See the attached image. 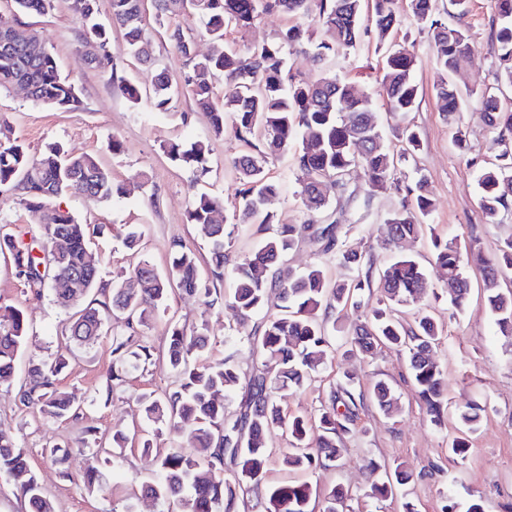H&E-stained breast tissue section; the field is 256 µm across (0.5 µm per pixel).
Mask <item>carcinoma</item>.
<instances>
[{
	"mask_svg": "<svg viewBox=\"0 0 512 512\" xmlns=\"http://www.w3.org/2000/svg\"><path fill=\"white\" fill-rule=\"evenodd\" d=\"M17 11L43 15L53 0H12ZM112 25L122 32V46L112 50L109 29L96 22L98 0H81L75 7L92 38L95 54L90 62L109 73L111 85L129 102L139 103L140 88L117 75L115 53L148 61L151 55L146 38L144 0H109ZM155 21L168 42L192 69L180 83L163 69L156 75L149 97L153 106L168 110L180 94V85L189 87L196 109L207 114L211 132L224 134L231 120L235 136L248 151L233 160L240 188L234 202V217L240 224L256 225V248L234 259L229 245L234 225L224 220V201L207 193L197 195L188 211L200 237L211 244L213 277L221 281L231 268L233 285L226 293L202 279L195 254L181 243L174 244L166 271L160 272L147 259H141L128 272L113 278L111 291L103 299L94 298L78 310L65 327L69 342L90 348L100 339L105 321L114 314L124 324L112 333V356L116 367L109 381L122 380L119 368L130 361L148 363L149 346L135 344L139 330L149 324L176 287L199 294L206 303L229 315L235 323L233 336L261 358L249 377L238 408L228 413L224 398L241 384L233 355L217 364L196 365L194 354L207 342V326L191 330L173 326L168 330L167 363L179 378L178 386L157 396L142 393L137 397L146 421L163 422L185 435L197 448L187 454L176 448H154L146 434L140 438L144 455L155 467V477L142 486L145 494L169 505L177 512H237L240 497L247 491L261 494L263 512H314V490L307 481L266 484L269 451L266 436L273 426H286L290 448L283 462L292 471H309L330 466L341 455L343 438L352 432L359 408L365 400L384 414L399 412L397 399L387 382H376L369 398L355 394V381L348 377L332 392L319 415V432L309 436V423L298 415H281L275 400L279 389H302L323 363L329 340L325 325L336 322L349 301L378 281L382 299L366 314L354 332L359 349L371 354L382 347L408 352L412 380L431 421L441 426L447 419L446 378L436 363L442 327L429 313L413 322H402L395 311L417 301L425 284L418 260L400 255L379 269L370 251L358 252L342 241L345 225L279 224L264 209L266 201L279 192L267 169L278 156L293 152L300 172V195L310 211L323 212L329 205L327 185L344 195L349 191L346 175L360 167L376 193H405L401 206L385 220L387 239L382 248L400 251L410 239L418 237L425 219L434 210L426 179L408 183L395 177V156L382 143V130L374 100L356 82L341 81L330 71L311 81L287 68V52L305 45L311 47L317 65L353 47L364 34H371L380 46L387 47L382 66L381 89L386 111L404 116L414 110L419 87L413 78L416 56L405 46L391 41L402 23L396 0H371V14L364 16V0H154ZM498 16L492 35L491 52L498 61L497 83L512 89V0H492ZM414 22L428 28L437 66L433 92L440 111L453 130L456 147L466 149L461 113L476 112L485 125L498 130L492 143L495 162L486 167L479 181L480 207L490 221L512 211V103L489 89L463 88L458 76L473 53L474 44L467 28L431 19L432 0H409ZM306 15L320 26L319 39L309 28L296 24L284 29L278 40L251 47L241 54L224 47L229 29L246 31L262 14ZM191 16L200 21L210 38L207 55L198 57L190 29L172 22L175 16ZM224 77V92L217 91L213 78ZM23 85L30 98L49 108H70L80 103L75 85L63 78L51 51L28 29L0 32V88ZM402 155L421 150L418 131L410 124L399 130ZM171 160L194 173L207 171V147L197 141L183 148L171 144L164 148ZM87 183V198L106 202L122 193V187L99 158L77 153L60 145L49 146L32 158L16 139L0 143V188L12 189L26 208L40 214L41 240L58 275L79 273L83 296L102 283V269L94 259L91 237L105 233L106 225L93 227L80 223L70 212L55 205L75 179ZM309 240L316 249L334 257L340 265L354 271L352 278L330 283L322 264L316 263L298 273L282 266L284 255ZM34 246L15 235L0 237V252H9L18 274L29 287L41 290L45 282L31 277L42 263L33 255ZM477 255L482 265L486 305L495 316L497 334L512 339V289L498 287L506 269H512V238L492 256L480 254L478 240L461 246L455 239H438L433 261L443 271L448 301L454 311L468 302L471 286L466 273L469 256ZM277 301L278 312L267 313L261 321L253 317ZM28 341V330L20 309L0 307V386L10 384L16 364ZM67 366L60 352L50 360L31 359L29 384L20 387V402L37 406L49 420L64 421L80 414L81 401L59 386V375ZM482 408L459 409L457 420L468 430L477 424ZM0 476L13 485L27 502L30 512H54L52 501L43 492L27 461V451L14 439L0 434ZM414 480L402 463L384 468V476L372 483L370 497L385 500L395 490ZM91 492L99 485V458H93L82 477ZM349 491L334 486L324 499L322 512H346Z\"/></svg>",
	"mask_w": 512,
	"mask_h": 512,
	"instance_id": "cac0c4a2",
	"label": "carcinoma"
}]
</instances>
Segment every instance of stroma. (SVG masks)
Returning a JSON list of instances; mask_svg holds the SVG:
<instances>
[{
    "mask_svg": "<svg viewBox=\"0 0 512 512\" xmlns=\"http://www.w3.org/2000/svg\"><path fill=\"white\" fill-rule=\"evenodd\" d=\"M396 6L405 20L394 40L414 46V78L420 88L416 108L406 120L416 127L422 141L415 161L400 164L399 177L410 182L416 176H425L435 200L427 230L405 247L423 266L427 289L417 303L404 308L402 318L410 323L419 312H434L443 327L437 362L447 379V402L453 409L477 403L483 412L475 431L467 435L466 457L450 460L448 448L462 434L459 425L453 418L441 427L432 424L411 380L407 354L385 348L367 357L351 349L346 336L333 338L324 364L309 384L298 391L279 390L277 400L284 415H301L314 424L322 405L345 375L355 376L357 390L365 394L377 380L392 385L399 415L389 419L374 405L364 404L357 430L345 439L337 464L316 469L309 476L321 494L339 483L349 488L353 497L348 512H400L406 500L416 504L419 512H440L442 493L449 487L458 502H466L474 494L480 496L484 512H512V339L495 331L494 319L485 305L483 272L478 262H469L467 268L471 283L468 304L453 314L448 310L442 272L432 261L433 240L437 237L465 241L478 238L480 250L487 256L496 253L505 238L512 237V214H501L497 223H490L479 202L478 179L492 157L494 133L477 114L464 113L468 152H458L432 92L436 65L428 36L409 19L408 0H397ZM493 19L490 0H471L462 23L476 50L460 74L463 84H496V59L490 52ZM0 22L22 24L36 31L80 96L76 107L49 109L33 103L22 89H2L0 115L6 123L0 132L24 143L33 156L52 143L98 154L114 183L123 188L122 195L105 203L92 202L73 187L58 200L61 209L70 211L82 223L111 226V233L93 238L91 244L104 281L128 271L137 261L138 254H132L121 241L129 225L140 227V254H145L158 270L166 269L174 243L180 242L195 252L202 276H209L210 246L189 222L188 209L192 198L201 192L232 204L237 187L232 161L243 150L232 129H225L218 137L211 134L207 115L195 109L187 92L166 111L155 109L146 98L136 105L126 100L111 86L108 74L89 64L91 45L73 9V0H54L53 9L42 16L19 13L11 0H0ZM292 23L290 17L266 14L247 31L228 30L225 44L243 50L270 42ZM147 35L155 65L127 55L116 59L119 72L146 92L151 91L159 68H167L177 77L187 71L182 58L155 26H148ZM381 58L375 41L365 36L354 48L331 59L329 68L337 78L365 87L382 108ZM114 137L123 144L122 152L116 155L107 148ZM199 140L208 145V172L201 178L171 162L163 152L171 143L187 147ZM269 173L279 183L280 191L266 208L279 223L339 220L351 227L347 246L373 250L377 267L391 262V252L380 249L379 243L384 221L397 207L398 199L388 194L370 195L361 169H353L350 175L353 196L340 198L335 189H328L329 209L314 216L302 203L293 154L281 155L270 165ZM6 233L26 240L38 236L39 216L28 211L14 192L0 189V235ZM167 304L166 312L143 333L153 347L152 362L130 368L125 381L111 387L107 384L112 368L111 336H103L90 348H66L63 330L70 311L55 304L52 288L31 290L18 275L11 255L0 253V305L19 308L30 329L28 346L18 361L11 386L0 388V432L26 448L29 465L50 497L54 512H168L166 504L141 494L142 484L153 473L140 448L127 447L115 453L103 466L102 486L94 493L82 490L78 479L91 461L92 449L111 444L113 431L130 434L142 426L138 393L152 391L160 395L176 386L177 379L164 356L169 324L188 329L207 324L208 345L195 355V363H218L230 355L242 376L251 375L256 356L247 347L225 344L229 322L210 309L204 298L176 291ZM61 350L68 353V365L60 384L77 393L84 406L79 417L53 422L39 408L21 404L17 392L27 381L29 358H46ZM55 444L69 447L67 464L55 462L50 453ZM370 458L382 463L403 462L415 479L392 499L366 497L375 479L365 467Z\"/></svg>",
    "mask_w": 512,
    "mask_h": 512,
    "instance_id": "obj_1",
    "label": "stroma"
}]
</instances>
